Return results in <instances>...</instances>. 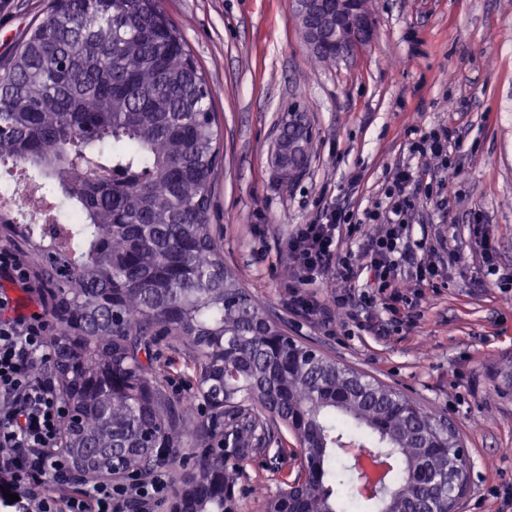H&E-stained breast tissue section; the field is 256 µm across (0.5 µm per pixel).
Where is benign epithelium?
I'll list each match as a JSON object with an SVG mask.
<instances>
[{"label": "benign epithelium", "instance_id": "benign-epithelium-1", "mask_svg": "<svg viewBox=\"0 0 512 512\" xmlns=\"http://www.w3.org/2000/svg\"><path fill=\"white\" fill-rule=\"evenodd\" d=\"M295 15L303 38L312 47L329 38L336 31V38L346 46L336 44L332 49L336 57L343 58L368 43L372 37L373 19L369 0H299ZM448 490L457 496L465 495L471 487L470 454L465 448L455 450V460L447 473Z\"/></svg>", "mask_w": 512, "mask_h": 512}]
</instances>
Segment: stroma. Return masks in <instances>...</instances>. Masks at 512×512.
I'll list each match as a JSON object with an SVG mask.
<instances>
[{
  "mask_svg": "<svg viewBox=\"0 0 512 512\" xmlns=\"http://www.w3.org/2000/svg\"><path fill=\"white\" fill-rule=\"evenodd\" d=\"M51 0H0V57L43 19ZM214 89L221 154L212 190L225 265L289 335L396 387L450 420L470 452L473 484L458 512H511L494 489L512 485V0H370L371 42L350 57L315 63L291 0H164ZM299 106L312 132L305 172L284 181L273 146L284 112ZM440 129L466 135L446 169L412 156ZM421 183L414 238L457 260L423 287L399 321L374 325L337 315L330 328L288 306V238L339 206L353 220L380 201L404 164ZM487 225L499 275L487 274L473 234ZM158 362L168 393L197 400L193 367L175 342ZM282 434L241 461L240 512H265L295 465Z\"/></svg>",
  "mask_w": 512,
  "mask_h": 512,
  "instance_id": "stroma-1",
  "label": "stroma"
}]
</instances>
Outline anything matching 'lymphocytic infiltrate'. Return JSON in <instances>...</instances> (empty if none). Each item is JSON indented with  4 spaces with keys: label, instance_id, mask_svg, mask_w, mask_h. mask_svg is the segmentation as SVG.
<instances>
[{
    "label": "lymphocytic infiltrate",
    "instance_id": "1",
    "mask_svg": "<svg viewBox=\"0 0 512 512\" xmlns=\"http://www.w3.org/2000/svg\"><path fill=\"white\" fill-rule=\"evenodd\" d=\"M413 178L412 170H398L384 192V203L365 211L364 221L372 230L360 243L359 258L338 250L341 226L349 221L345 210L328 209L316 221L297 226L288 242L296 276L288 300L295 311L326 326L337 308L355 320L376 306L394 317L410 303L397 284L403 268H410L418 284L433 285L439 265L412 260L409 229L417 201ZM331 268L349 288L326 301L309 288ZM46 306V291L27 256L1 246L0 477L17 495L15 512H129L134 501L148 507L161 504L170 488L161 469L120 483L84 480L72 486L71 463L59 447L68 404L42 372L55 358Z\"/></svg>",
    "mask_w": 512,
    "mask_h": 512
}]
</instances>
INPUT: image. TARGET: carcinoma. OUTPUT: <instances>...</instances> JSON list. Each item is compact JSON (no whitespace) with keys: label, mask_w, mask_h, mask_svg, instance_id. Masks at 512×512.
Returning a JSON list of instances; mask_svg holds the SVG:
<instances>
[{"label":"carcinoma","mask_w":512,"mask_h":512,"mask_svg":"<svg viewBox=\"0 0 512 512\" xmlns=\"http://www.w3.org/2000/svg\"><path fill=\"white\" fill-rule=\"evenodd\" d=\"M213 96L161 0H53L0 58V172L21 169L39 202L73 216L71 243L43 212L0 216V243L22 247L48 289L74 470L147 477L189 461L172 512H239V472L214 445L245 459L283 427L297 470L268 512H448L431 475L448 469L456 431L289 337L224 267L210 218ZM311 144L302 113H288L284 179L307 167ZM167 336L189 351L197 417L157 370ZM347 444L394 460L376 494L354 491Z\"/></svg>","instance_id":"carcinoma-1"}]
</instances>
